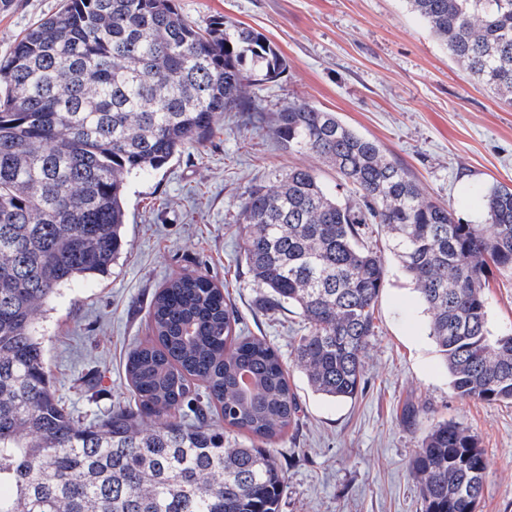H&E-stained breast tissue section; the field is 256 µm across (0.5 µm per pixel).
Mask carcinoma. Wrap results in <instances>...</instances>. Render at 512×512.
<instances>
[{
  "mask_svg": "<svg viewBox=\"0 0 512 512\" xmlns=\"http://www.w3.org/2000/svg\"><path fill=\"white\" fill-rule=\"evenodd\" d=\"M407 2L512 107V0ZM285 67L261 32L222 19L203 30L175 0H62L0 57V512H279L285 476L269 445L298 404L287 364L244 333L224 289L202 275L170 279L153 301L152 338L127 359L135 407L87 423L56 397L42 318L59 289L124 251L129 177L203 144ZM273 132L284 150L330 164L348 192L296 167L239 203L247 273L269 308L292 307L305 323L293 366L311 391L335 402L362 391L387 274L365 244L378 224L453 392L512 403V327L489 330L487 291L491 268L512 274V188H475L486 223L462 224L334 112L297 100ZM488 467L470 429L431 423L410 463L424 512H476Z\"/></svg>",
  "mask_w": 512,
  "mask_h": 512,
  "instance_id": "1",
  "label": "carcinoma"
}]
</instances>
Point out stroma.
<instances>
[{"label":"stroma","mask_w":512,"mask_h":512,"mask_svg":"<svg viewBox=\"0 0 512 512\" xmlns=\"http://www.w3.org/2000/svg\"><path fill=\"white\" fill-rule=\"evenodd\" d=\"M61 0H13L0 10V54L57 11ZM199 27L221 18L274 41L285 71L265 83L249 111L229 112L209 140L164 168L128 181L126 253L104 276L63 289L44 320L53 388L75 418L89 421L133 401L124 364L151 338L149 305L171 278L204 274L225 287L250 335L290 360L302 322L268 311L240 262L239 202L251 184L300 165L316 166L335 189L336 174L310 156L281 148L276 112L304 99L376 139L456 220L480 224L474 186L512 187V109L474 84L406 0H176ZM386 285L376 307L363 390L330 402L290 384L296 425L276 445L286 489L280 512H423L409 464L431 420L462 423L487 453L476 512H512V404L460 399L424 330L426 316L387 239ZM414 412L405 419L404 409Z\"/></svg>","instance_id":"35a3bbf8"}]
</instances>
